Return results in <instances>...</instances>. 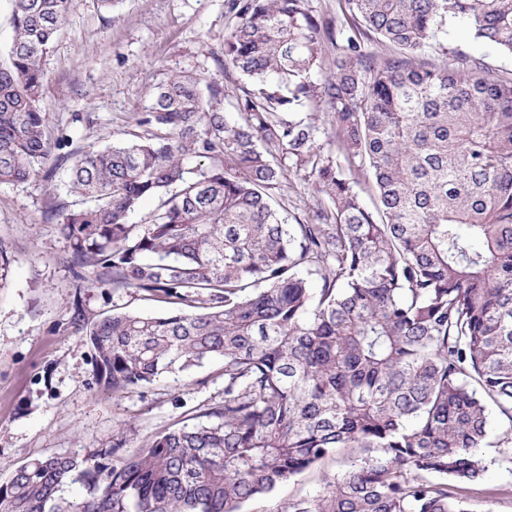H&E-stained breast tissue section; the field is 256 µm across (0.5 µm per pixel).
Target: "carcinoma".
I'll list each match as a JSON object with an SVG mask.
<instances>
[{
  "label": "carcinoma",
  "instance_id": "1",
  "mask_svg": "<svg viewBox=\"0 0 512 512\" xmlns=\"http://www.w3.org/2000/svg\"><path fill=\"white\" fill-rule=\"evenodd\" d=\"M306 2L227 0L239 120L222 84L172 73L127 139L75 159L81 204L51 213L99 283L182 306L82 324L99 381L120 395L221 360L223 403L131 452L120 438L33 460L0 484V512H242L344 448L356 459L288 512H473L459 485L485 476L489 404L512 441V78L431 55L461 19L512 57V0H344L354 34L321 84L330 31ZM12 5L0 184L56 173L42 63L74 0ZM314 98L333 160L316 122L293 118ZM188 154L211 165L192 177ZM287 159L329 201L316 224L275 206ZM153 197L159 212L133 222ZM75 482L86 495L62 497ZM298 116L303 118L315 119L317 125H319L320 133L318 134L317 146L320 147V153L324 158L335 157V148L329 144L326 130H323L325 124V116L327 115V107L318 98L305 102V104L298 110Z\"/></svg>",
  "mask_w": 512,
  "mask_h": 512
}]
</instances>
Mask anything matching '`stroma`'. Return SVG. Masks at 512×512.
I'll use <instances>...</instances> for the list:
<instances>
[{"label":"stroma","instance_id":"1","mask_svg":"<svg viewBox=\"0 0 512 512\" xmlns=\"http://www.w3.org/2000/svg\"><path fill=\"white\" fill-rule=\"evenodd\" d=\"M229 19L225 0H121L102 15L93 0H77L43 63L40 102L53 137V156L100 147L133 129L155 84L188 69L224 86V114L235 109L242 78L224 65ZM440 40L449 53L484 56L491 77L512 76V57L476 41L466 25L449 23ZM76 201L67 168L52 180L0 184V484L29 461L69 453L84 456L125 435L128 449L224 400V365L209 362L191 376L164 377L112 395L96 381L93 352L73 322L75 309L92 320L117 311L174 312L134 290L99 285L93 267L72 265L70 247L46 214ZM280 202L287 219L309 221L326 206L308 171L289 168ZM354 452L310 470L249 501L244 512H284L289 500L316 495L324 476L343 472ZM482 455L485 481L468 486L477 512H512V444L493 430Z\"/></svg>","mask_w":512,"mask_h":512}]
</instances>
